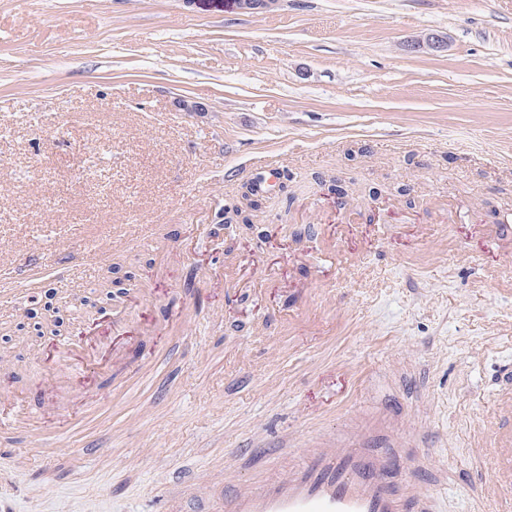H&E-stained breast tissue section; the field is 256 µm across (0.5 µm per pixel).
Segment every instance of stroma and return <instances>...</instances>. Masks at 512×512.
Instances as JSON below:
<instances>
[{"instance_id":"1","label":"stroma","mask_w":512,"mask_h":512,"mask_svg":"<svg viewBox=\"0 0 512 512\" xmlns=\"http://www.w3.org/2000/svg\"><path fill=\"white\" fill-rule=\"evenodd\" d=\"M269 159L260 210L225 224ZM488 224L512 225V0H0V266L100 246L59 295L99 291L102 321L151 334L125 357L145 390L74 367L62 400L27 314L48 284L0 298V412L36 395L54 430L89 382L114 408L49 466L0 465V512H212L225 472L260 486L308 437L392 407L430 512H512L477 450L512 365V261ZM323 238L356 266L325 263ZM340 310L347 339L323 347ZM336 353L366 381L303 415Z\"/></svg>"}]
</instances>
